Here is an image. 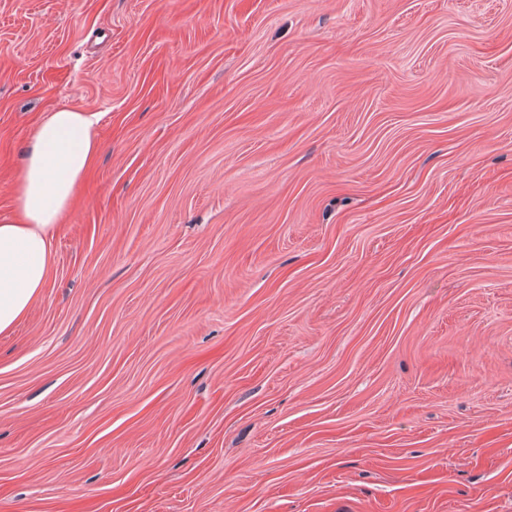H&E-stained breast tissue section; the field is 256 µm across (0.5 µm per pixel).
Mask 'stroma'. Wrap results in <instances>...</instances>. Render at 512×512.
Here are the masks:
<instances>
[{
  "label": "stroma",
  "instance_id": "1",
  "mask_svg": "<svg viewBox=\"0 0 512 512\" xmlns=\"http://www.w3.org/2000/svg\"><path fill=\"white\" fill-rule=\"evenodd\" d=\"M59 108L0 512H512V0H0V216ZM97 122L91 112L60 108L34 126L14 176L12 212L0 217V335L14 330L48 285L57 232L101 150Z\"/></svg>",
  "mask_w": 512,
  "mask_h": 512
}]
</instances>
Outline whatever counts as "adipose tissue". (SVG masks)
Returning <instances> with one entry per match:
<instances>
[{"mask_svg": "<svg viewBox=\"0 0 512 512\" xmlns=\"http://www.w3.org/2000/svg\"><path fill=\"white\" fill-rule=\"evenodd\" d=\"M96 114L44 113L13 180L14 205L0 217V335L10 334L47 287L56 235L79 199L101 145Z\"/></svg>", "mask_w": 512, "mask_h": 512, "instance_id": "ef3b65f1", "label": "adipose tissue"}]
</instances>
